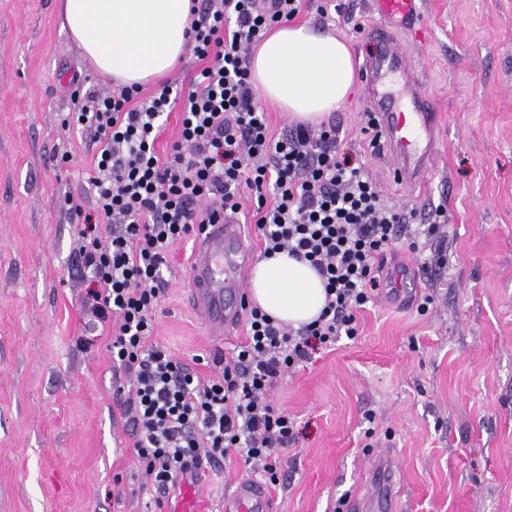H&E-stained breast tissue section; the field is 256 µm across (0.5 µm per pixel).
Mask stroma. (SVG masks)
Listing matches in <instances>:
<instances>
[{
	"mask_svg": "<svg viewBox=\"0 0 512 512\" xmlns=\"http://www.w3.org/2000/svg\"><path fill=\"white\" fill-rule=\"evenodd\" d=\"M330 18L355 65L375 54L369 0H337ZM392 33L440 114L426 193L400 182L362 128L363 76L328 117L385 202L423 223L442 206L422 252L396 242L360 334L317 350L267 393L296 435L276 449L273 512H339L367 492L374 457L399 465L401 512H512V0H422ZM59 0H0V512H175L180 489H140L126 401L132 383L89 324L77 273V224L65 195L86 199L94 146L64 127L70 81L111 86L63 29ZM69 162H61L64 152ZM194 243L168 255L150 341L219 375L237 331L207 336L189 303ZM432 296L427 313L416 305ZM238 460L202 463L197 512H224L243 480Z\"/></svg>",
	"mask_w": 512,
	"mask_h": 512,
	"instance_id": "stroma-1",
	"label": "stroma"
}]
</instances>
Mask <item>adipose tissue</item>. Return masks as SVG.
Here are the masks:
<instances>
[{
	"label": "adipose tissue",
	"instance_id": "obj_1",
	"mask_svg": "<svg viewBox=\"0 0 512 512\" xmlns=\"http://www.w3.org/2000/svg\"><path fill=\"white\" fill-rule=\"evenodd\" d=\"M190 0H60L59 14L84 55L122 84H144L184 55ZM250 71L259 94L297 121L319 122L344 106L354 88L353 51L337 33L308 24L273 30L253 48ZM250 296L279 324L300 328L326 304L323 278L287 252L254 265Z\"/></svg>",
	"mask_w": 512,
	"mask_h": 512
}]
</instances>
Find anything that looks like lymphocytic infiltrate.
I'll use <instances>...</instances> for the list:
<instances>
[{"mask_svg":"<svg viewBox=\"0 0 512 512\" xmlns=\"http://www.w3.org/2000/svg\"><path fill=\"white\" fill-rule=\"evenodd\" d=\"M307 0H193L188 48L201 66L182 89L165 84L88 90L70 86L66 126L88 134L91 206L65 203L83 223L78 256L88 274L85 311L110 339L114 364L134 377L127 405L143 488L166 492L200 459L241 457L269 484L273 458L294 424L266 393L290 368L339 337L355 338V312L373 302L383 259L407 236L410 251L437 225H410L385 205L376 182L338 146L336 127L296 125L273 134L257 101L249 56L268 31L294 19ZM180 109L169 153L156 141L165 114ZM264 256L307 260L325 281L315 321L291 330L251 306L247 334L219 377L202 379L163 346L149 344L172 245L237 215L243 195Z\"/></svg>","mask_w":512,"mask_h":512,"instance_id":"f902f5d3","label":"lymphocytic infiltrate"}]
</instances>
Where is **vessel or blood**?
<instances>
[{
    "label": "vessel or blood",
    "instance_id": "obj_1",
    "mask_svg": "<svg viewBox=\"0 0 512 512\" xmlns=\"http://www.w3.org/2000/svg\"><path fill=\"white\" fill-rule=\"evenodd\" d=\"M420 0H374L382 20L374 31L378 50L365 64L367 97L397 177L411 187L427 184L438 151V119L418 91L417 72L389 33L417 15ZM246 229L236 219L206 225L197 236L190 263V305L214 336H230L242 322L247 301L248 268L253 252L244 244ZM373 493L353 503L355 512H400L396 470L391 460L374 464ZM224 512H271L270 497L257 482L244 481L224 500Z\"/></svg>",
    "mask_w": 512,
    "mask_h": 512
}]
</instances>
